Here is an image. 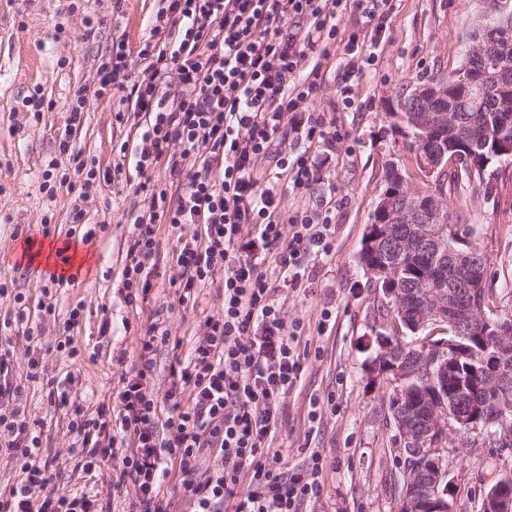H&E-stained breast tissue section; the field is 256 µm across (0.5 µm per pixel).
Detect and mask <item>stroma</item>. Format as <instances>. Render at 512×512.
<instances>
[{
  "label": "stroma",
  "instance_id": "35a3bbf8",
  "mask_svg": "<svg viewBox=\"0 0 512 512\" xmlns=\"http://www.w3.org/2000/svg\"><path fill=\"white\" fill-rule=\"evenodd\" d=\"M489 0H392L391 20L380 35L364 26L361 15L346 11L342 27L376 37L377 65L354 86V104H338L334 78L323 81L315 101L326 124L342 137L325 147L285 139L282 151L305 152L323 159V178L308 190L286 186L277 192V214L284 236H291L296 212L330 213L336 227L330 255L304 258L309 279L303 289L279 288L278 305L285 327L303 324L299 340L303 370L295 387L281 400L272 450L288 470L305 466L311 454L322 459L319 495L301 512H397L399 500L389 474L398 450L386 425L387 394L367 378V336L381 322L374 288L360 263L362 239L389 161L411 162L410 139L387 115L392 101L435 76H446L464 61L473 19L489 10ZM156 0H0V321L14 318V292L26 297L37 313L40 288L52 267L61 266L67 231L77 223L98 225L94 243L70 250L76 282L54 286L55 318L39 321L41 336L51 340L69 332L77 356L50 357L39 379L27 378L33 348L21 329L10 334L20 405L37 425L42 444L38 461L49 464L57 488L83 485L74 467L68 424L74 407L94 413L129 375L140 339L151 324L167 329L183 348L201 336L204 321L224 305V276L216 274L198 292L195 306L177 302L180 271L170 248L180 236L201 232L198 224L182 230L160 225L153 258V288L147 301L126 303L122 271L133 240L130 212L146 211L150 199L135 193L125 179L100 183L86 198L70 191L77 163L105 170L121 145L138 140L134 119H117L128 105L120 91L99 95L93 75L105 61L112 40L129 48L150 34ZM83 95L82 122L69 124L68 106ZM56 169H48L49 160ZM462 223L468 242L487 255V286L499 310L512 309V163L490 164L481 182L462 197ZM50 234H43V227ZM82 306L83 319L65 329L68 311ZM331 311L323 321V311ZM110 328H103V321ZM125 363H118V355ZM64 390L70 405L50 401ZM334 397L335 408H323L310 420L311 399ZM512 468V458L481 440L465 458L451 463L453 495L449 512H477L484 489Z\"/></svg>",
  "mask_w": 512,
  "mask_h": 512
}]
</instances>
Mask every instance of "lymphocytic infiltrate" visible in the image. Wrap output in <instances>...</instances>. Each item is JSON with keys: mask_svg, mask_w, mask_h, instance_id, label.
<instances>
[{"mask_svg": "<svg viewBox=\"0 0 512 512\" xmlns=\"http://www.w3.org/2000/svg\"><path fill=\"white\" fill-rule=\"evenodd\" d=\"M350 5L372 30L386 28L390 0H159L151 35L139 50L113 42L96 69L100 93L125 90L131 112L145 119L134 151H120L113 165L117 179L134 168L141 177L137 190L150 193L148 214L131 218L134 236L123 269L127 301L149 297L144 263L156 253L163 224L205 227L203 238L180 237L172 248L181 271L180 306L195 305L199 288L216 272L224 274V307L206 319L187 356H174L165 395L154 388V359L170 337L154 325L116 394L119 413L105 404L91 415L78 407L69 423L77 468L88 474L116 462L120 478L112 490L132 494L139 512H170L160 486L174 470L193 512H300L320 492L319 455L288 472L281 455L269 451L280 400L301 376L302 328L285 331L275 294L281 286L302 287L305 254L330 253L334 226L330 217L302 214L292 222L291 237H284L276 185L264 179L258 163L273 160L298 189L321 180L320 162L273 146L288 116L306 139H336L314 108L323 60L335 49L361 57L338 84L347 109L355 81L376 62L375 53L363 52L357 31L339 27ZM313 54L317 62L303 70ZM138 61L145 64L140 78L133 71ZM161 162L173 176L190 170L180 192L145 182ZM246 224L273 252L277 275H269L252 243L242 239ZM20 395L10 353L0 349V455L23 474L0 492V512H111L100 494L51 487L47 465L35 458L40 436L16 406ZM209 455L217 465L208 469L203 460ZM37 492L43 501L36 509Z\"/></svg>", "mask_w": 512, "mask_h": 512, "instance_id": "obj_1", "label": "lymphocytic infiltrate"}]
</instances>
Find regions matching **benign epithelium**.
I'll use <instances>...</instances> for the list:
<instances>
[{"instance_id":"7a95c632","label":"benign epithelium","mask_w":512,"mask_h":512,"mask_svg":"<svg viewBox=\"0 0 512 512\" xmlns=\"http://www.w3.org/2000/svg\"><path fill=\"white\" fill-rule=\"evenodd\" d=\"M488 91L505 104L512 101V0H494L490 13L472 21L465 61L452 78L417 84L409 98L420 105L410 107L403 99L392 108L418 143L413 152L415 179L390 162V178L364 234L363 266L378 300L404 317L412 333L431 330L409 344L420 348L424 369L437 392L434 401L425 405L407 402L405 370L394 361L382 362L401 333L398 322H384L368 342V349L378 355L370 361L369 380L388 391L386 416L393 443L402 455L418 460V476L407 478L409 492L403 497L408 512H448L449 457L460 435L480 438L489 433L500 453L512 452V315L490 317L480 304L488 258L470 244L463 248L450 244L444 191V177L450 171L463 165L470 174H480L492 160L512 157L511 114L495 115L493 138L475 127L460 130L452 119L455 102L467 99L478 107ZM402 192L408 200L400 204L397 196ZM387 252L453 254L458 286L467 289L464 300L443 290L401 291L396 286L399 272L385 262ZM474 332L482 344L479 373L484 397L472 403L471 413H451L449 405L469 397L473 390L470 380L457 371ZM438 333L446 338L435 339ZM483 502L489 512H512V495L497 486L484 492Z\"/></svg>"}]
</instances>
